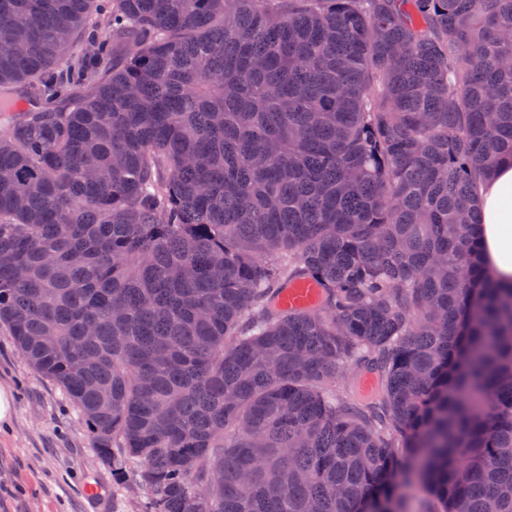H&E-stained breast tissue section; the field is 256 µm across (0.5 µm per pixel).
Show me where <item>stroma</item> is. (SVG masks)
I'll use <instances>...</instances> for the list:
<instances>
[{
  "instance_id": "35a3bbf8",
  "label": "stroma",
  "mask_w": 512,
  "mask_h": 512,
  "mask_svg": "<svg viewBox=\"0 0 512 512\" xmlns=\"http://www.w3.org/2000/svg\"><path fill=\"white\" fill-rule=\"evenodd\" d=\"M0 386L14 395L0 428V512H148L134 474L115 480L63 390L0 335Z\"/></svg>"
}]
</instances>
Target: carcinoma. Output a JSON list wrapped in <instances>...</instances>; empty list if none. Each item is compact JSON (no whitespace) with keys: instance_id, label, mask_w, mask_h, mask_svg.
<instances>
[{"instance_id":"1","label":"carcinoma","mask_w":512,"mask_h":512,"mask_svg":"<svg viewBox=\"0 0 512 512\" xmlns=\"http://www.w3.org/2000/svg\"><path fill=\"white\" fill-rule=\"evenodd\" d=\"M0 117V334L151 512H512V0H0ZM482 255L491 279L512 282V161L500 163L479 185ZM317 289L309 283L285 288L280 295V305L286 309L306 310L314 302Z\"/></svg>"}]
</instances>
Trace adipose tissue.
Returning <instances> with one entry per match:
<instances>
[{
    "mask_svg": "<svg viewBox=\"0 0 512 512\" xmlns=\"http://www.w3.org/2000/svg\"><path fill=\"white\" fill-rule=\"evenodd\" d=\"M482 255L491 279L512 283V161L500 163L479 186Z\"/></svg>",
    "mask_w": 512,
    "mask_h": 512,
    "instance_id": "ef3b65f1",
    "label": "adipose tissue"
}]
</instances>
